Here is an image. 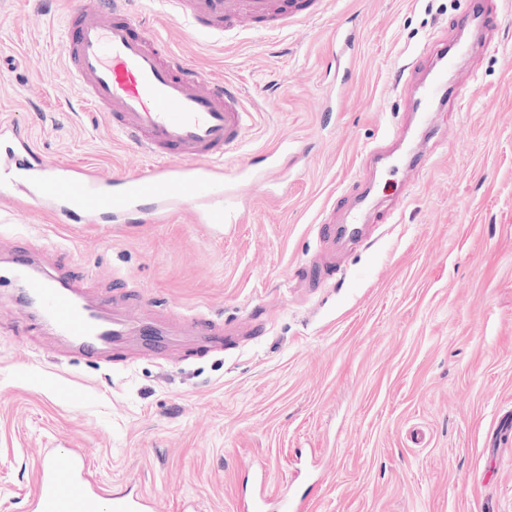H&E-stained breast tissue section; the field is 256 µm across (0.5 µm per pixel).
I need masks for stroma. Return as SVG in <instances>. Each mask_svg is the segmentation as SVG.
Instances as JSON below:
<instances>
[{
    "label": "stroma",
    "mask_w": 512,
    "mask_h": 512,
    "mask_svg": "<svg viewBox=\"0 0 512 512\" xmlns=\"http://www.w3.org/2000/svg\"><path fill=\"white\" fill-rule=\"evenodd\" d=\"M81 5L0 0V122L59 166L140 174L153 158L67 76ZM130 8L240 90L252 121L223 168L264 179L221 230L188 208L73 224L0 195V258L32 248L130 333L123 362L76 355L0 277V512H30L74 449L153 512H245L259 484L304 512H512V0H486L487 47L448 74L464 98L427 121L397 83L430 77L467 0H324L220 38ZM358 199L374 231L322 278L318 227Z\"/></svg>",
    "instance_id": "1"
}]
</instances>
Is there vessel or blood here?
Returning a JSON list of instances; mask_svg holds the SVG:
<instances>
[{
	"mask_svg": "<svg viewBox=\"0 0 512 512\" xmlns=\"http://www.w3.org/2000/svg\"><path fill=\"white\" fill-rule=\"evenodd\" d=\"M164 10L206 33L235 28L248 21L282 24L288 12L276 0H160ZM128 0H84L64 52L70 81L89 104L107 113L121 133L158 164L147 172L105 187L93 179L58 174L28 136L7 126L20 166L4 164L9 189L25 191L38 205L59 202L70 219L87 223L97 218L137 216L139 223H156L160 213L185 202L203 208L210 224L233 221L236 196L216 178V160L239 147L252 114L239 91L214 74L188 68L149 27L137 26ZM467 21L477 34L493 24L481 0H470ZM474 39H454L436 48L439 67L420 95L414 111H433L437 99L450 95L448 72L478 45ZM12 274L24 278L25 301L41 318L88 357L101 356L112 344L109 325L80 286L39 275L30 255L13 261ZM85 465L70 458L66 473L43 469L37 480L36 512H100V500L86 488ZM149 502L138 492L112 494L109 512H148Z\"/></svg>",
	"mask_w": 512,
	"mask_h": 512,
	"instance_id": "b4317fda",
	"label": "vessel or blood"
}]
</instances>
